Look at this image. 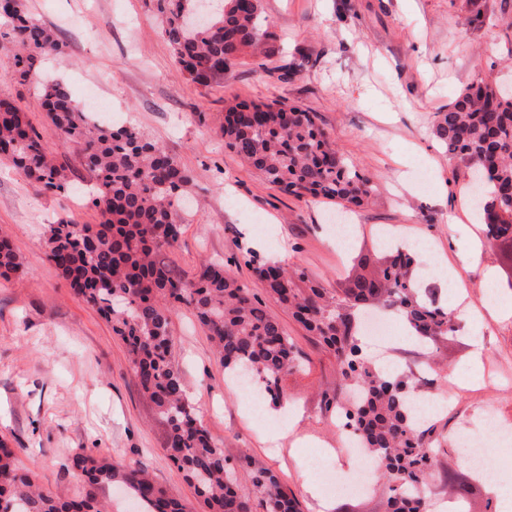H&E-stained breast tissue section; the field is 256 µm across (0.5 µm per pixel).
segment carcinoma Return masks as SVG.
<instances>
[{
	"label": "carcinoma",
	"mask_w": 512,
	"mask_h": 512,
	"mask_svg": "<svg viewBox=\"0 0 512 512\" xmlns=\"http://www.w3.org/2000/svg\"><path fill=\"white\" fill-rule=\"evenodd\" d=\"M151 2L178 65L196 85L224 79L245 54L263 59L275 53L276 35L269 30L263 0H220L219 10L199 28L190 23L197 0ZM0 38L16 47L13 77L21 82L42 57L64 55L54 30L23 0H0ZM39 93L52 132L79 146L91 203L101 216L98 224L49 225L47 259L76 295L112 322V331L126 344L140 389L166 424L169 458L206 512H251L253 494L267 512H301L295 494L267 469L252 471V493L239 490L224 449L197 418L171 357V320L186 307L208 332L224 368L251 372L271 402L280 400L283 376L300 366L295 345L262 300L223 266L205 264L187 280L166 260L181 232L178 207L190 176L135 128L98 122L62 80L45 81ZM433 129L449 157L480 173L476 205L485 234L512 247V89L483 80L467 86L446 110L435 113ZM222 136L224 145L267 182L296 197L361 207L375 193L371 179L339 153L317 113L299 106L280 99L239 102L225 113ZM0 160L49 191L64 193L70 186L68 166L47 154L27 113L6 101H0ZM245 263L273 299L336 353L344 385L325 393V406L336 408L373 455L388 484L387 512H426L431 454L444 436L434 425L412 420L414 377L384 373L364 356L352 309L378 307L398 315L425 345L456 331L454 313L428 289L416 287L414 261L400 252L378 258L373 274L356 277L344 300L312 283L299 287L305 273L252 252ZM21 271L10 241L1 237L0 276ZM72 468L80 472L83 493L43 491L17 466L15 449L1 440L0 504L16 503L15 512H108L101 492L116 483L140 512H187L144 469L81 453L73 456Z\"/></svg>",
	"instance_id": "1"
}]
</instances>
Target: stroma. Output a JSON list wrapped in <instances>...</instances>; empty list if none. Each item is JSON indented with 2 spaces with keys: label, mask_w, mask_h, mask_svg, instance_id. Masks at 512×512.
Segmentation results:
<instances>
[{
  "label": "stroma",
  "mask_w": 512,
  "mask_h": 512,
  "mask_svg": "<svg viewBox=\"0 0 512 512\" xmlns=\"http://www.w3.org/2000/svg\"><path fill=\"white\" fill-rule=\"evenodd\" d=\"M65 46L64 58L46 57L76 101L96 89L112 109L98 113L105 125H130L163 146L192 178L179 211L182 233L169 263L193 277L206 262L249 288L258 283L246 264L245 229L265 237L261 258L304 269L331 294L343 295L364 257L381 253V227L390 226L432 246L435 267L417 271L441 303L465 290L470 308L458 331L432 347L397 340L396 366L411 373L428 365L430 389L452 392L453 404L436 416L438 432L462 426L482 434L496 465L483 475L463 465L452 444L435 450L433 499L452 480L466 481L467 512H495L492 482L512 476V445L485 430L487 406L512 427V258L485 245L484 226L468 202L469 171L449 159L432 132L435 112L474 82L512 84V0H264L278 51L267 64L245 57L223 80L204 87L179 70L145 0H25ZM13 49L0 45V99L24 109L46 151L69 166L73 194L62 197L0 161V235L8 236L21 274L0 277V439L17 448L18 463L52 492L81 491L70 466L86 453L118 465H138L204 512L193 486L168 458L166 426L140 391L124 342L46 259V229L61 220L96 224L98 210L81 195L87 177L76 144L47 126L35 81L13 77ZM283 99L318 113L348 161L370 177L376 192L363 208L312 197L297 198L270 185L224 146L221 127L229 104ZM404 172L397 180L396 172ZM351 222L349 245H338L327 226ZM300 352L304 365L281 381L280 407L265 421L247 414L242 395L228 389V374L206 331L190 311L173 316L171 352L189 399L242 490L264 467L280 476L302 504L322 512L307 478L351 481L348 473L306 474L313 454L335 452L342 439L322 393L337 379L336 355L321 346L287 310L266 299ZM481 356H474V347ZM284 440L269 441L272 431ZM386 483L371 476L362 494H336L337 512H385Z\"/></svg>",
  "instance_id": "obj_1"
}]
</instances>
